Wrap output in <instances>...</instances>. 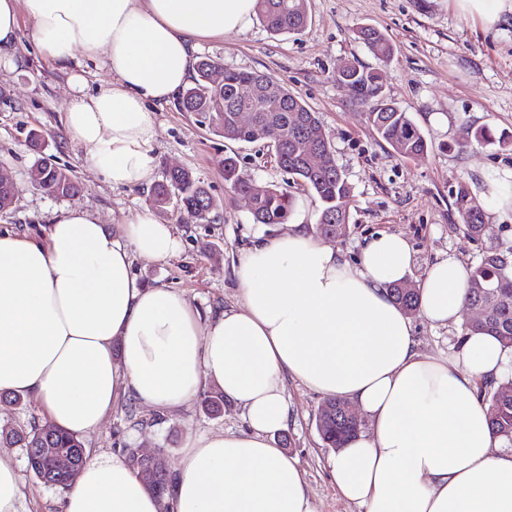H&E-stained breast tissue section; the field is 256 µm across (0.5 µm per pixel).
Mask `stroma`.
Listing matches in <instances>:
<instances>
[{"mask_svg":"<svg viewBox=\"0 0 512 512\" xmlns=\"http://www.w3.org/2000/svg\"><path fill=\"white\" fill-rule=\"evenodd\" d=\"M307 9L309 22L300 32L270 34L256 17L244 31L203 41L199 53L227 68L272 75L318 113L352 186L345 202L349 233L336 240V247L353 261L363 239L383 231L401 234L416 252L413 275L418 278L440 258L453 255L471 268L483 254L512 242V207L497 205L498 190L512 188V145L458 147L467 131L480 127L512 137V14L488 28L477 16L460 13L454 0H307ZM363 25L378 28L392 41L395 51L389 62H378L358 40L356 30ZM353 60L378 69L387 97L426 136L427 155L396 154L368 124L366 105L337 88V70ZM71 94L67 71L43 55L33 21L21 17L15 48L0 56V175L15 190L13 207L0 212L1 233L40 237L54 210L74 203L96 212L117 236L148 200L150 188H114L91 169L86 148L65 132L63 116ZM435 114L447 117V124H433ZM155 120V180L173 167L190 169L205 184L214 206L203 220L171 206L159 210L158 218L172 225L180 250L163 263L136 259L133 270L148 283L183 293L205 316L238 301L235 264L256 236L280 230L276 224L253 223L247 198L227 189L221 165L225 154L236 153L257 184H289L297 204L291 222L316 223L320 203L278 167L265 142L226 140L174 101L156 107ZM34 131L45 137L38 153L29 142ZM41 157L77 181L80 195L57 198L32 184L30 168ZM462 188L491 227L476 241L460 230ZM413 323L420 351L447 359L457 350V328L436 327L418 315ZM285 385L289 420L277 441L298 457L317 512H363L339 495L332 478V451L316 426L323 396L290 377ZM244 428L239 409L229 404L210 413L196 400L166 411L128 398L84 442L105 454L126 446L161 448L173 468L187 436ZM6 453L21 470L27 512H58L62 490L45 486L26 471L21 448L10 447Z\"/></svg>","mask_w":512,"mask_h":512,"instance_id":"stroma-1","label":"stroma"}]
</instances>
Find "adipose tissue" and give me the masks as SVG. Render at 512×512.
<instances>
[{
    "instance_id": "1",
    "label": "adipose tissue",
    "mask_w": 512,
    "mask_h": 512,
    "mask_svg": "<svg viewBox=\"0 0 512 512\" xmlns=\"http://www.w3.org/2000/svg\"><path fill=\"white\" fill-rule=\"evenodd\" d=\"M255 12L256 0H0V54L24 15L56 63L100 61L112 80L97 89L71 71L65 128L112 187L145 186L152 104L188 85L202 40L245 30ZM179 248L146 202L118 237L80 206L56 210L42 239L0 234V392L36 398L49 422L83 437L123 399L172 409L209 384L246 424L188 437L161 502L123 455L87 453L60 512H317L298 458L276 442L289 377L366 416L368 431L331 458L341 495L365 512H512V449L475 396L512 350L469 333L452 360L417 349L390 294L416 263L405 237L377 233L352 262L302 223L259 235L236 266L238 304L204 320L133 272L134 258ZM468 281L457 258L433 262L420 315L460 324Z\"/></svg>"
}]
</instances>
